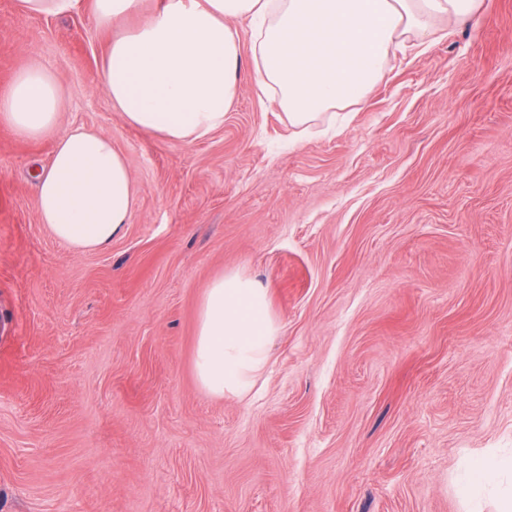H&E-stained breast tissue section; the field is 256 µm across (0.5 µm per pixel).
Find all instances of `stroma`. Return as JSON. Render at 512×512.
<instances>
[{"label":"stroma","instance_id":"1","mask_svg":"<svg viewBox=\"0 0 512 512\" xmlns=\"http://www.w3.org/2000/svg\"><path fill=\"white\" fill-rule=\"evenodd\" d=\"M108 39L91 0H0V85L38 54L137 188L74 250L36 206L53 141L0 126V512H469L472 457L512 455V0L406 41L303 137L249 70L208 137L139 131L99 86ZM236 272L279 333L217 399L198 307ZM20 3L30 15L64 16L77 10L81 0H20Z\"/></svg>","mask_w":512,"mask_h":512}]
</instances>
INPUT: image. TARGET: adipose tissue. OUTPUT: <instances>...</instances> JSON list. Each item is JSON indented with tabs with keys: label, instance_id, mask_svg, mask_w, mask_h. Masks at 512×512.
Returning a JSON list of instances; mask_svg holds the SVG:
<instances>
[{
	"label": "adipose tissue",
	"instance_id": "1",
	"mask_svg": "<svg viewBox=\"0 0 512 512\" xmlns=\"http://www.w3.org/2000/svg\"><path fill=\"white\" fill-rule=\"evenodd\" d=\"M481 0H92L112 38L100 86L133 127L173 143L206 137L224 123L243 59L232 23L255 31L251 63L291 127L311 133L326 113L361 103L386 71L392 46L426 43L439 22L467 25ZM66 92L54 68L29 58L0 89V124L24 140L55 143L37 174V209L53 236L78 251L109 247L128 223L136 189L109 135L63 127ZM279 332L266 288L220 275L198 308L194 367L212 397L248 392Z\"/></svg>",
	"mask_w": 512,
	"mask_h": 512
}]
</instances>
